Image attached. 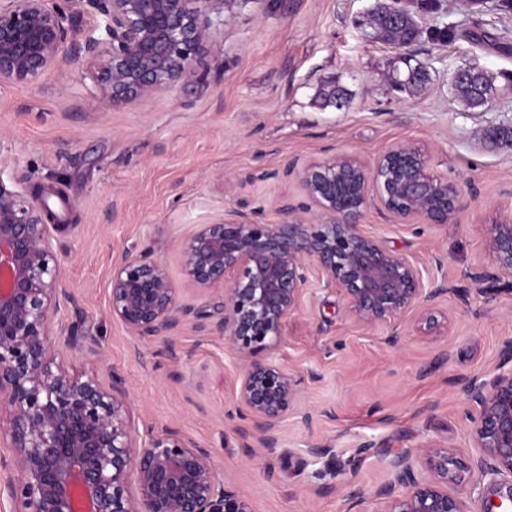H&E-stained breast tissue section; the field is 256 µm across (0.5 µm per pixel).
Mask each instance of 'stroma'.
<instances>
[{"label":"stroma","mask_w":512,"mask_h":512,"mask_svg":"<svg viewBox=\"0 0 512 512\" xmlns=\"http://www.w3.org/2000/svg\"><path fill=\"white\" fill-rule=\"evenodd\" d=\"M374 2L224 0L201 79L115 107L76 50L98 35L101 16L88 0H71L72 32L55 66L29 84L0 85V168L42 188L58 218L74 222L53 240L76 294L60 321H80L99 354L67 356L68 367L123 389L140 439L176 428L209 448L219 477L247 494L254 512H346L360 488L364 512H385L374 491L392 479L390 457L439 445L469 458L462 388L512 371L499 356L512 339V276L494 290L469 278L489 261L490 224L512 215V145L493 137L512 128V43L496 38L512 29V12L435 0L427 26L477 19L488 39L476 47L422 38L415 57L430 80L410 93L394 86L401 47L361 23ZM472 62L498 88L475 109L450 84ZM333 84L346 89L347 108L323 104L320 90ZM404 143L428 150L434 169L460 183L454 221L403 224L373 201L360 228L417 264L424 281L462 294L447 296L432 321L412 311L364 331L340 289L311 282L265 356L299 381L298 412L273 447L246 443L227 416L241 361L226 336L188 322L175 336L141 341L109 317L112 264L125 251L151 247L180 304L216 309L221 293L183 280L177 239L242 199L261 208L262 221H282L281 205L308 202L291 163L336 153L370 164Z\"/></svg>","instance_id":"1"}]
</instances>
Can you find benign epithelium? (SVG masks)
I'll list each match as a JSON object with an SVG mask.
<instances>
[{"label": "benign epithelium", "instance_id": "obj_1", "mask_svg": "<svg viewBox=\"0 0 512 512\" xmlns=\"http://www.w3.org/2000/svg\"><path fill=\"white\" fill-rule=\"evenodd\" d=\"M69 0H0V84L26 83L55 63L72 26ZM105 18L104 35L85 41L87 73L114 106L186 85L201 76L211 49L213 17L224 0H89ZM314 217L266 224L243 204L231 217L198 224L176 244L188 282L224 292L219 317L178 304L166 264L150 248L116 260L109 314L139 339L168 338L193 315L200 329L224 334L242 361L236 415L243 438L269 447L298 399L287 370L262 360L279 345L310 277L339 288L352 320L373 329L410 310L430 317L445 284L425 286L419 268L382 248L359 227L375 190L384 208L407 220L446 224L457 214L458 183L437 174L428 154L400 144L367 166L348 155L298 171ZM55 223L17 179L0 169V438L13 448L15 476L4 490L13 512H252L250 499L227 489L211 451L178 430L138 439L126 394L103 387L86 371H69L64 350L95 352L79 324L58 325L74 303L61 282ZM484 247L490 265L471 274L477 284L512 273V217L491 225ZM476 406L470 435L479 449L461 463L448 449L419 453L429 478L412 474V454L390 461L393 481L376 495L386 512H465L448 484L474 468L493 475L479 512L512 506V371L464 387ZM135 489H130V477ZM406 491L394 495L395 486Z\"/></svg>", "mask_w": 512, "mask_h": 512}]
</instances>
